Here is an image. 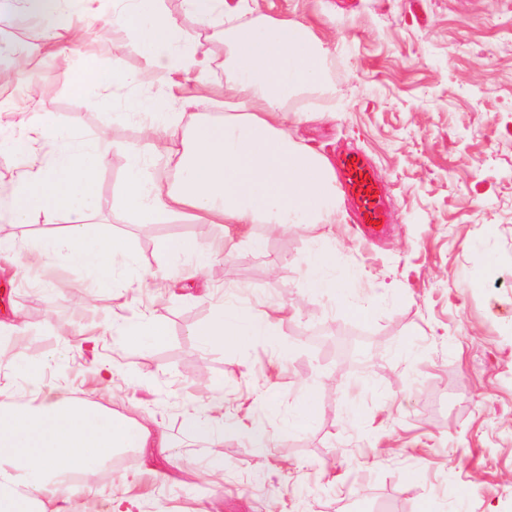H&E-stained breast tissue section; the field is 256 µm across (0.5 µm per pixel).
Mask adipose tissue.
Masks as SVG:
<instances>
[{
    "label": "adipose tissue",
    "instance_id": "obj_1",
    "mask_svg": "<svg viewBox=\"0 0 512 512\" xmlns=\"http://www.w3.org/2000/svg\"><path fill=\"white\" fill-rule=\"evenodd\" d=\"M110 2L106 24L131 32L130 47L143 59L146 73L192 87L199 98L211 94L208 50L188 39L162 0ZM184 2L224 42L228 111L220 120L196 117L177 149L170 97L153 94L126 101L129 116L145 123L142 142L128 152L123 208L140 224L184 215L242 237L252 224L282 233L293 224L334 223L335 169L298 139L296 131L308 116L290 103L292 96L329 90L325 50L311 28L265 15L242 21L227 14L226 0ZM134 80L117 61L91 58L72 88L96 105L118 96ZM0 150L25 160L9 177L0 176V222L21 225L41 214L67 224L63 235L32 243L0 237V254L30 264L68 258L84 264L100 288L124 279L135 263L128 243L91 231L88 224L106 143L58 124L53 113L36 112L22 134L0 129ZM166 251L183 260V267L147 272L138 287L162 289L174 280L203 277L219 255L186 238L171 239ZM305 273L310 287L332 299L348 291L349 277L337 273L332 251L311 252ZM271 333L267 315L224 304L194 330L206 346L241 345ZM164 443L152 422L131 425L68 390L45 387L38 370L28 369L22 388L0 385V512H36L46 497L60 500L56 512H69L73 473L89 475L125 448Z\"/></svg>",
    "mask_w": 512,
    "mask_h": 512
}]
</instances>
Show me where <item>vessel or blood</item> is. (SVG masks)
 <instances>
[{"label":"vessel or blood","instance_id":"b4317fda","mask_svg":"<svg viewBox=\"0 0 512 512\" xmlns=\"http://www.w3.org/2000/svg\"><path fill=\"white\" fill-rule=\"evenodd\" d=\"M338 172L354 202V212L364 233L369 236L380 234L381 192L374 171L359 155L349 153L338 162Z\"/></svg>","mask_w":512,"mask_h":512}]
</instances>
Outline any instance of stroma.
Returning <instances> with one entry per match:
<instances>
[{"label":"stroma","instance_id":"stroma-1","mask_svg":"<svg viewBox=\"0 0 512 512\" xmlns=\"http://www.w3.org/2000/svg\"><path fill=\"white\" fill-rule=\"evenodd\" d=\"M261 13L310 25L328 52L333 91L300 102L299 129L317 151L355 152L383 189L387 233L363 240L341 203L332 224L268 235L255 250L217 227L176 215L139 224L121 205L127 150L139 124L114 121L122 102L87 106L73 74L92 57L139 73L127 35L87 27L60 55L35 53L45 19H0V35L32 51L34 82L0 85V125L25 129L48 109L57 122L105 139L110 151L89 218L129 242L130 278L168 265L167 242L223 245L207 286L156 293L125 282L96 288L86 269L55 258L28 267L0 259V320L20 312L18 339L0 338L18 382L42 379L105 411L150 419L164 448H128L71 493L99 512H512V0H258ZM315 248L352 274L347 300L308 287ZM91 299L75 304V293ZM266 311L284 304L272 335L203 348L193 334L223 297ZM142 311L161 319L153 343L114 335ZM114 368L109 390L90 370ZM224 392L211 420L223 437L191 439L195 399ZM313 391L319 414L287 421ZM271 435L261 446L258 433Z\"/></svg>","mask_w":512,"mask_h":512}]
</instances>
